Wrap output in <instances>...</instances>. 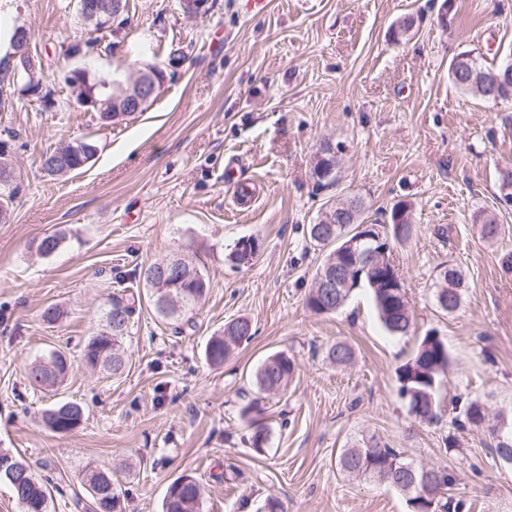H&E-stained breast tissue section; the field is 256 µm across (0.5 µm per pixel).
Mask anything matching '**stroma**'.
Wrapping results in <instances>:
<instances>
[{"instance_id":"35a3bbf8","label":"stroma","mask_w":512,"mask_h":512,"mask_svg":"<svg viewBox=\"0 0 512 512\" xmlns=\"http://www.w3.org/2000/svg\"><path fill=\"white\" fill-rule=\"evenodd\" d=\"M67 2L0 0V55L15 26L30 28L49 56L54 99L0 112V134L17 135L22 183L0 224V451L19 453L53 486L51 512H84L82 478L95 468L111 471L122 512H161L185 473L205 488L202 512H260L271 498L286 512H410L398 489L340 470L342 450L370 439L453 471L464 512H512V466L448 409L478 398L512 418V272L502 267L512 203L499 180L512 165V101L483 100L448 75L457 54L489 62L512 52V0H269L259 14L243 0H209L190 17L179 0H129L132 25L117 34L115 55L73 58L64 51L85 29ZM408 18L412 30L394 37ZM173 46L186 63L169 65ZM143 60L164 67L160 90L145 112L110 127L58 77L65 66L99 76ZM88 135L99 147L91 163L44 175L42 152ZM327 142L343 147L329 188L312 175ZM231 161L240 179L261 183L252 207L225 188ZM353 196L382 221L396 203L410 208L413 235L394 251L414 313L408 335L384 329L364 288L332 315L306 305L321 262L306 228L326 204ZM482 215L496 219L497 240L482 238ZM56 232L59 251L41 255L37 242ZM249 236L261 252L235 266L228 248ZM176 253L209 280L191 320L166 323L143 303L124 341L128 371L87 367L82 350L112 296L141 287L142 266ZM450 265L467 283L451 314L433 298ZM50 305L65 312L54 324L40 317ZM240 316L254 338L210 365L208 339ZM431 329L450 356L436 425L408 415L397 379ZM337 342L353 353L347 365L327 357ZM54 351L71 360L68 377L32 386L30 365ZM276 351L294 359L295 375L287 392L262 398L253 373ZM255 398L260 414L244 417ZM66 401L84 420L52 432L42 416ZM258 425L268 433L261 454Z\"/></svg>"}]
</instances>
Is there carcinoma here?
<instances>
[{"label":"carcinoma","instance_id":"1","mask_svg":"<svg viewBox=\"0 0 512 512\" xmlns=\"http://www.w3.org/2000/svg\"><path fill=\"white\" fill-rule=\"evenodd\" d=\"M130 17L127 11V0H122L121 17L116 28L96 36L88 37L83 42H76L67 49V54L75 57L97 52L112 54L116 43L112 37L129 26ZM472 66L478 70L473 76H461L466 84L460 89L484 97L482 92V75L491 71H499L502 65L484 66L473 60ZM128 88V82L107 76H92L84 88V93L98 102L108 103L104 112L96 113L99 123L111 126V112L115 110L112 100L122 96ZM13 135L0 140V223L10 220L12 207L20 192V184L12 164ZM96 153V141L86 136L66 146L45 151L40 157L41 171L51 177L63 176L86 166ZM404 203L393 206L389 225L377 224L389 247L409 238L413 228L401 230L393 224L400 214ZM359 214L357 223L311 224L307 228V236L314 246L323 252V260L318 266L314 280H319L325 266L351 268V262L341 253L340 238L360 227L367 220L364 216V205L357 202ZM63 237L57 233L43 237L37 244V251L44 255L54 254L60 247ZM163 261L151 263L141 269L140 276L144 282L146 294L156 314L164 320L177 322L193 313L209 288L208 280L202 269L191 259L182 258V268L168 270L165 279L157 277ZM352 282L368 288L384 328L394 335L408 334L413 325V314L406 299L403 288H391L387 281L378 273L359 267L351 268ZM462 288L461 274L454 268L439 278L436 283L435 297L461 305ZM353 292L351 288H338L336 292L325 293L320 288H311L307 297V306L317 314H333ZM141 305V295L137 293L112 296L110 308L105 313V328L90 337L83 350V360L92 368H102L117 376L124 373L127 359L122 348L124 336L137 306ZM252 323L247 317L240 316L224 325V331L212 336L206 343L205 356L209 363L222 365L230 356L234 347L252 339ZM328 358L338 365H346L352 358L351 349L336 343L328 350ZM448 348L435 332L426 333L418 342L414 354L398 369L400 394L406 400L408 412L414 418L428 423L438 421L443 414V407L436 399V391L441 377L449 364ZM70 363L61 352H54L48 358L34 362L28 370V381L31 385L41 388H53L64 381ZM295 371L294 361L284 352H276L267 356L256 368L255 384L259 391L280 393L287 390ZM457 411L456 420L460 424L482 427L495 442L494 453L502 458H512V428L499 429L498 424L490 423L488 406L478 400H468L462 404L452 405ZM84 417L83 408L75 402H66L47 410L45 419L48 427L58 433H66L77 428ZM1 459L11 461L13 471L0 473V484L6 485L13 498L21 508V512H50L52 495L48 486L41 483L31 471L27 462L20 456L8 451L0 452ZM338 465L341 470L359 476L375 478L391 485L407 496L411 512H462L464 503L449 493L456 483V477L445 467L418 466L402 456L395 448L382 445L376 440L366 443L360 448H346L340 454ZM170 495L164 497L163 512H201L204 491L200 482L190 474H183L169 484ZM87 491L90 494L91 512H119L120 499L112 488V474L107 471L93 470L88 473Z\"/></svg>","mask_w":512,"mask_h":512}]
</instances>
